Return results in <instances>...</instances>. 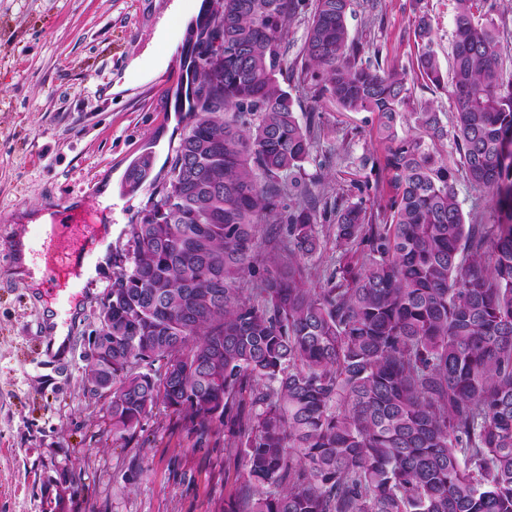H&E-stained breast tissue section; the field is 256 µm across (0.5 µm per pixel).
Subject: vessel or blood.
<instances>
[{
	"label": "vessel or blood",
	"instance_id": "b4317fda",
	"mask_svg": "<svg viewBox=\"0 0 512 512\" xmlns=\"http://www.w3.org/2000/svg\"><path fill=\"white\" fill-rule=\"evenodd\" d=\"M101 233L99 213L84 202L60 209L49 231L33 232L28 252L43 264L40 285L31 291L33 299L43 307L37 321L41 337L48 339L53 334L56 303H63L68 314H77L78 294L62 293L61 287L78 276Z\"/></svg>",
	"mask_w": 512,
	"mask_h": 512
}]
</instances>
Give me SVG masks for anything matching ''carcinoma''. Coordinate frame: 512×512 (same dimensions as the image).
Instances as JSON below:
<instances>
[{
  "instance_id": "cac0c4a2",
  "label": "carcinoma",
  "mask_w": 512,
  "mask_h": 512,
  "mask_svg": "<svg viewBox=\"0 0 512 512\" xmlns=\"http://www.w3.org/2000/svg\"><path fill=\"white\" fill-rule=\"evenodd\" d=\"M305 6L203 0L187 28L173 93L185 131L112 251V435L158 405L201 437L224 425L243 460L224 512H512V71L495 0H456L451 135L411 73L364 58L352 0H313L288 60ZM414 35L419 75L443 86L427 15ZM285 80L378 114L383 160L363 165L388 176L386 203L300 182L316 129ZM448 138L453 167L427 144ZM149 170L135 164L125 192ZM460 175L492 195L498 223H465ZM290 185L303 200L289 211ZM330 212L336 266L315 288ZM282 223L284 238L260 235ZM311 8L305 7L292 22L287 43L288 60H293L298 54L304 40L305 29Z\"/></svg>"
}]
</instances>
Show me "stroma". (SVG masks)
Returning <instances> with one entry per match:
<instances>
[{
    "label": "stroma",
    "mask_w": 512,
    "mask_h": 512,
    "mask_svg": "<svg viewBox=\"0 0 512 512\" xmlns=\"http://www.w3.org/2000/svg\"><path fill=\"white\" fill-rule=\"evenodd\" d=\"M172 0H0V512H224L242 462L224 452V432L192 434L156 408L128 441L112 435L109 392L87 382L89 338L112 273L86 289L69 323L64 355L36 334L29 290L8 274L9 226L22 210L100 200L113 185L112 240L152 191L119 185L130 165L153 157V175L185 126L161 89L176 86L186 25L167 20ZM352 38L390 63L413 69L414 19L427 13L444 74L453 65L456 0H354ZM164 60L145 72L131 61L149 47ZM299 118L315 114L320 136L302 182L347 201L388 199L385 174L362 167L382 157L373 112H343L291 89ZM466 223L493 224L487 193L457 179Z\"/></svg>",
    "instance_id": "obj_1"
}]
</instances>
